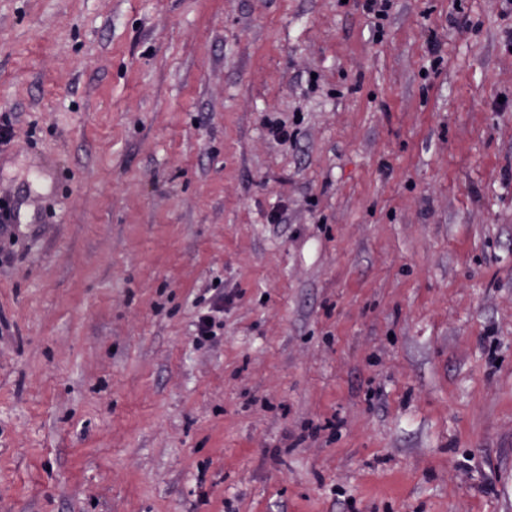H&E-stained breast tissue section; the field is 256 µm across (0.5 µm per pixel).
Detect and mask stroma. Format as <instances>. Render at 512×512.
<instances>
[{
    "label": "stroma",
    "mask_w": 512,
    "mask_h": 512,
    "mask_svg": "<svg viewBox=\"0 0 512 512\" xmlns=\"http://www.w3.org/2000/svg\"><path fill=\"white\" fill-rule=\"evenodd\" d=\"M361 4L0 0V512H512V5ZM221 289L208 300H204V305L196 312L193 331L198 346L212 342L224 329V303L225 299H229V295L225 296L224 289Z\"/></svg>",
    "instance_id": "obj_1"
}]
</instances>
